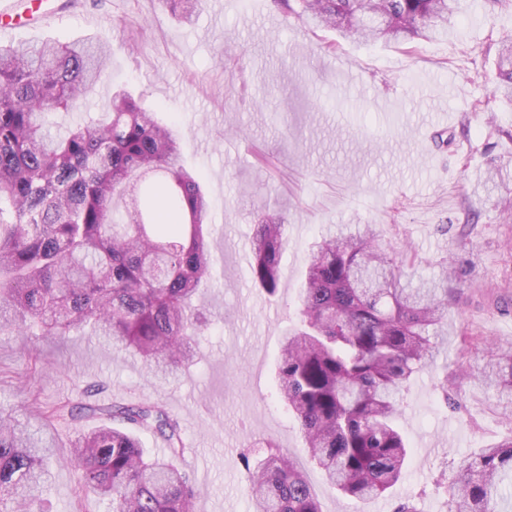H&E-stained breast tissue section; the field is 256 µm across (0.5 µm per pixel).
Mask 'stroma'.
<instances>
[{"label": "stroma", "instance_id": "obj_1", "mask_svg": "<svg viewBox=\"0 0 512 512\" xmlns=\"http://www.w3.org/2000/svg\"><path fill=\"white\" fill-rule=\"evenodd\" d=\"M58 16L0 42L93 35L115 44L108 76L73 125L124 88L177 123L180 160L212 201L209 325L187 374L163 381L105 339L0 333V410L104 399L164 406L188 447L176 459L200 490L196 512H252L245 457L268 445L299 463L322 512H448L463 460L512 438L493 391L474 381L491 348L512 349V107L500 100L495 57L512 10L471 8L454 35L399 44L341 39L277 0H204L182 23L161 0H57ZM449 136L440 145L439 135ZM284 218L288 244L275 296L251 278L260 216ZM331 224L376 225L413 277L442 259L460 272L448 341L400 395L411 455L386 496L343 499L311 461L275 386L285 332L300 324L298 288L311 242ZM447 382V393L438 385ZM43 512H112L75 470L54 466Z\"/></svg>", "mask_w": 512, "mask_h": 512}]
</instances>
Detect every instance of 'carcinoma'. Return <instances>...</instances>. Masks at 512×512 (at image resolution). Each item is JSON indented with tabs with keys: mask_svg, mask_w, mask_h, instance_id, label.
Segmentation results:
<instances>
[{
	"mask_svg": "<svg viewBox=\"0 0 512 512\" xmlns=\"http://www.w3.org/2000/svg\"><path fill=\"white\" fill-rule=\"evenodd\" d=\"M297 6H292V2ZM190 19L202 0H162ZM300 19L348 39L411 44L448 29L461 0H278ZM384 18L382 26L363 19ZM107 47L90 38L0 45V331L66 336L88 327L167 376L191 363L202 323L195 302L211 277L210 200L179 164V134L124 90L102 119L56 140L54 112L78 110L105 77ZM498 78L512 103V34L502 40ZM286 224L256 225L254 284L280 283ZM457 270L439 263L412 285L405 263L378 244L372 224L328 228L310 246L300 292L302 327L284 336L279 396L311 458L342 496L364 502L401 479L408 446L398 398L434 361L447 336ZM477 380L512 416V352L490 359ZM70 399L38 418L76 426L64 462L85 492L112 500V512H195L198 490L172 462L147 457L136 436L153 431L170 456L187 452L178 422L157 403ZM51 445L0 414V512H42ZM253 512H321L295 463L272 449L250 466ZM512 484V439L465 460L451 487L454 512H497Z\"/></svg>",
	"mask_w": 512,
	"mask_h": 512,
	"instance_id": "carcinoma-1",
	"label": "carcinoma"
}]
</instances>
